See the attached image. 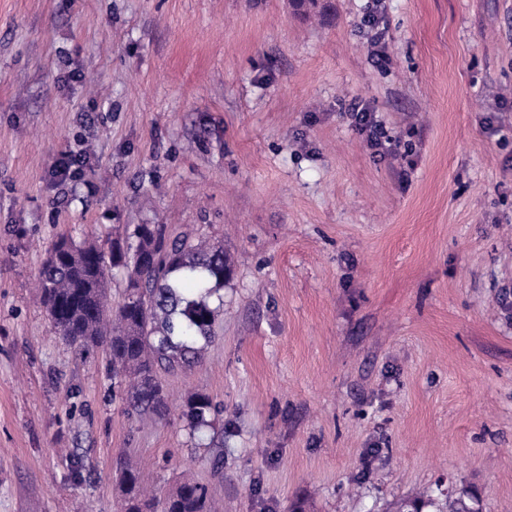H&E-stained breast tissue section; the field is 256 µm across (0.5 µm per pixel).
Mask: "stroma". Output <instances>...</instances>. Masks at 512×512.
Masks as SVG:
<instances>
[{
  "instance_id": "1",
  "label": "stroma",
  "mask_w": 512,
  "mask_h": 512,
  "mask_svg": "<svg viewBox=\"0 0 512 512\" xmlns=\"http://www.w3.org/2000/svg\"><path fill=\"white\" fill-rule=\"evenodd\" d=\"M366 3L0 0V512H120L124 453L212 512H512V0ZM138 224L233 261L204 365L164 378L223 404L218 471L40 303L60 237ZM354 111L351 112V116L359 133L366 134L372 147L382 148L383 144L378 133V125L374 121L372 113L362 106H355ZM477 503L475 496L467 489H448L443 503H437L426 491L401 502L397 512H423L425 507H435L436 512H480Z\"/></svg>"
}]
</instances>
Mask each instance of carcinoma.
Returning <instances> with one entry per match:
<instances>
[{
  "label": "carcinoma",
  "instance_id": "cac0c4a2",
  "mask_svg": "<svg viewBox=\"0 0 512 512\" xmlns=\"http://www.w3.org/2000/svg\"><path fill=\"white\" fill-rule=\"evenodd\" d=\"M64 257L46 258L40 272L42 303L55 332L67 343L101 347L125 404L128 420L149 414L163 421L171 413L159 371H187L201 366L214 336L221 306L213 297L231 274L224 245L173 235L165 224H138L110 249L96 243L61 240ZM127 273L123 300L107 302L112 270ZM224 412L212 397L188 392L179 405V418L196 447L216 428ZM123 512H211L208 489L182 482L161 498L142 484L141 467L127 461L117 475ZM480 512L467 489L450 490L440 503L423 492L400 503L397 512Z\"/></svg>",
  "mask_w": 512,
  "mask_h": 512
}]
</instances>
